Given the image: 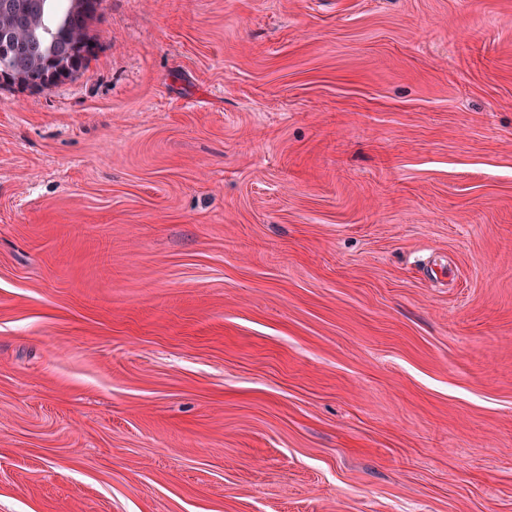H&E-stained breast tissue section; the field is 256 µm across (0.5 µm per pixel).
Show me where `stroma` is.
<instances>
[{
  "mask_svg": "<svg viewBox=\"0 0 512 512\" xmlns=\"http://www.w3.org/2000/svg\"><path fill=\"white\" fill-rule=\"evenodd\" d=\"M0 89V512H512V0H102Z\"/></svg>",
  "mask_w": 512,
  "mask_h": 512,
  "instance_id": "stroma-1",
  "label": "stroma"
}]
</instances>
